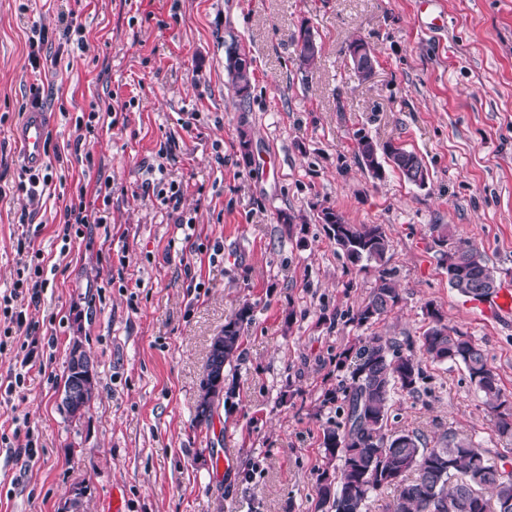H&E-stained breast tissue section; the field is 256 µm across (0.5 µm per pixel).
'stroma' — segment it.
Returning a JSON list of instances; mask_svg holds the SVG:
<instances>
[{
    "label": "stroma",
    "instance_id": "stroma-1",
    "mask_svg": "<svg viewBox=\"0 0 512 512\" xmlns=\"http://www.w3.org/2000/svg\"><path fill=\"white\" fill-rule=\"evenodd\" d=\"M66 6L0 0V292L16 277L24 233L48 280L26 310L33 355L16 342L0 351V381L25 377L0 396V430L11 434L24 415L31 433L0 443V512H63L78 485L80 512H109L116 487L127 512H318L323 430L339 419L325 395L346 377L339 356L370 332L419 347L429 303L487 350L512 395V319L478 317L477 301L450 288L430 231L448 225L512 283V0H435L423 12L418 0H82L89 53L31 68V27L54 30ZM304 23L321 47L306 72L295 57ZM356 38L376 54L367 82L346 55ZM231 43L251 62L244 107L224 69ZM35 97L54 114L51 145L73 143L76 117L96 104L111 103L114 124L86 144L90 161L53 167L43 207L24 224L14 132ZM363 135L415 152L426 185L392 171L373 178L355 159ZM101 177L112 185L107 228L64 244L67 200L94 194ZM158 177L179 187V210L150 189ZM326 207L382 225L391 241L401 300L371 328L352 316L378 269L337 249L317 218ZM283 212L293 227L279 223ZM245 302L253 320L227 371L235 394L211 426H195L210 340ZM77 333L97 385L71 421L57 402ZM421 365L420 392L395 394L388 432L429 442L452 432L492 460L512 448L463 366Z\"/></svg>",
    "mask_w": 512,
    "mask_h": 512
}]
</instances>
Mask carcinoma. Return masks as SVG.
<instances>
[{
  "instance_id": "1",
  "label": "carcinoma",
  "mask_w": 512,
  "mask_h": 512,
  "mask_svg": "<svg viewBox=\"0 0 512 512\" xmlns=\"http://www.w3.org/2000/svg\"><path fill=\"white\" fill-rule=\"evenodd\" d=\"M238 51L236 44H230L225 69L240 104L245 105L250 96L243 91L251 88V69L232 64ZM319 54V45L297 40L300 68L313 67ZM355 157L376 179L385 177V158L407 181L419 186L427 182L422 160L402 146L388 143L380 147L362 136ZM319 219L351 264L373 262L381 267L375 286L352 318L359 327L370 326L401 300L391 273L385 269L390 239L381 225L350 224L332 208L322 209ZM431 230L438 233L440 243L448 245L449 286L473 300L489 298L499 283L483 251L469 242L452 241L442 224L431 225ZM426 315L430 326L421 336L423 354L433 361L463 365L494 414L498 435L512 438V407L487 351L472 337L443 323L435 307L427 306ZM251 317L252 306L245 302L211 338L198 388V393L210 398L196 400L194 407V422L199 426L211 425L216 403L235 392L234 383L227 382L225 367L239 359L243 326ZM83 347L82 337H74L63 370V387L77 382L82 390L80 411L63 401L59 404L60 412L69 420H79L86 413L96 386L95 365ZM338 367L347 368L348 376L340 392H332L329 400L341 401L342 419L323 430L322 445L326 458H337L341 465L334 476L323 471L317 487L320 503L330 512H363L371 494L390 487L395 490L391 512H502L504 504L512 503V471L486 458L467 440L445 433L430 447L414 432L385 433L392 393L400 389L415 394L423 380L420 360L414 353L403 352L393 339L361 336L356 350H346Z\"/></svg>"
}]
</instances>
